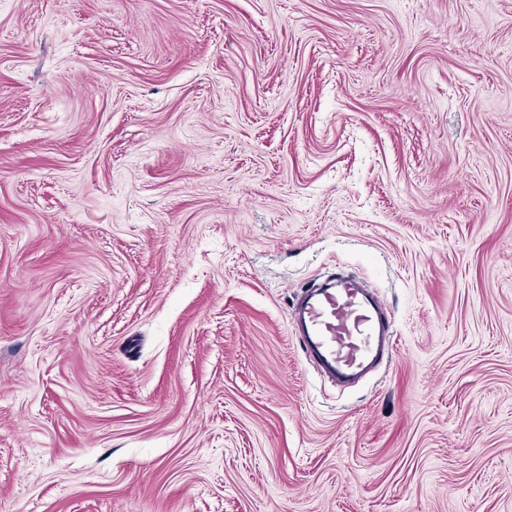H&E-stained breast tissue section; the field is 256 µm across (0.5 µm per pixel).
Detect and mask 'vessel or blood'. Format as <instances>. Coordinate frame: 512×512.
Returning <instances> with one entry per match:
<instances>
[{"label": "vessel or blood", "instance_id": "b4317fda", "mask_svg": "<svg viewBox=\"0 0 512 512\" xmlns=\"http://www.w3.org/2000/svg\"><path fill=\"white\" fill-rule=\"evenodd\" d=\"M307 363L337 383L361 379L391 355L390 311L350 276L301 292L289 313Z\"/></svg>", "mask_w": 512, "mask_h": 512}]
</instances>
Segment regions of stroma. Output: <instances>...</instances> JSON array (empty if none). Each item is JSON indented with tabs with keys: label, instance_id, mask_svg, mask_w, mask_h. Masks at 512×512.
Masks as SVG:
<instances>
[{
	"label": "stroma",
	"instance_id": "obj_1",
	"mask_svg": "<svg viewBox=\"0 0 512 512\" xmlns=\"http://www.w3.org/2000/svg\"><path fill=\"white\" fill-rule=\"evenodd\" d=\"M0 512H512V0H0ZM307 363L332 382L358 381L392 355L390 311L350 276L301 292L289 312Z\"/></svg>",
	"mask_w": 512,
	"mask_h": 512
}]
</instances>
